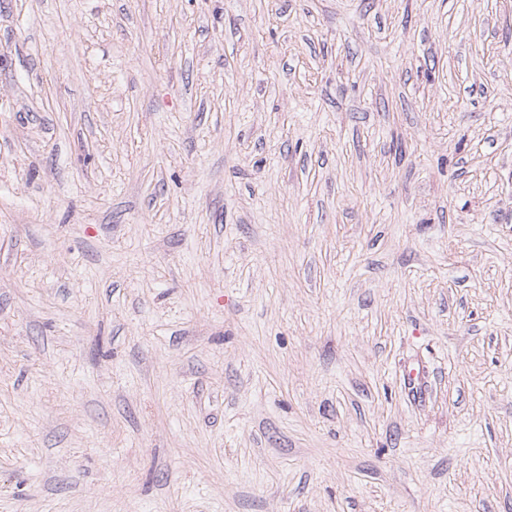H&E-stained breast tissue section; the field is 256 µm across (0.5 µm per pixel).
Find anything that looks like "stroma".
I'll return each instance as SVG.
<instances>
[{
    "mask_svg": "<svg viewBox=\"0 0 512 512\" xmlns=\"http://www.w3.org/2000/svg\"><path fill=\"white\" fill-rule=\"evenodd\" d=\"M0 512H512V0H0Z\"/></svg>",
    "mask_w": 512,
    "mask_h": 512,
    "instance_id": "1",
    "label": "stroma"
}]
</instances>
